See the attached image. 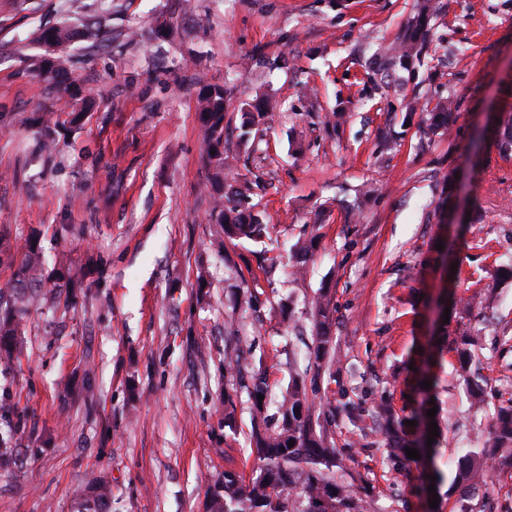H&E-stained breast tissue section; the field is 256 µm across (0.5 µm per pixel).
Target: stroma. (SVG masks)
<instances>
[{
    "label": "stroma",
    "mask_w": 512,
    "mask_h": 512,
    "mask_svg": "<svg viewBox=\"0 0 512 512\" xmlns=\"http://www.w3.org/2000/svg\"><path fill=\"white\" fill-rule=\"evenodd\" d=\"M84 2L80 12L72 0H0V290L32 237L44 275L71 283L68 298L30 309L22 354L0 367L10 410L0 426L12 430L16 455L0 471V512H75L98 477L112 486V512H205L224 472L259 467L248 397L225 356L240 354L243 378L266 371L275 415L323 289L340 361L315 402L348 470L376 512H453L459 490L437 485L430 507L422 460L392 476L386 438L361 437L343 406L384 396L408 418L433 398L430 463L450 475L490 432L456 372L465 322L484 328L488 392L512 397V351L498 342L501 321H512V282L494 278L496 265L512 263V163L488 141L467 154L475 129L512 110V0H440L427 33L434 67L405 94L451 93L462 106L423 150L403 94L366 90L417 0H114L108 11ZM88 13L109 42L82 37L61 50L67 81L97 100L85 113L31 63L46 51L40 30L81 27ZM205 84L228 90L224 151L234 162L224 175L253 182L272 227L263 242L220 254L210 248L197 112ZM263 93L278 107L241 142V106ZM335 109L350 118L332 131L324 122ZM48 111L59 115L57 145L38 153L22 120ZM449 195L455 210L439 213ZM301 239L312 249L296 276ZM449 285L460 297L489 295L490 307L437 317ZM428 355L426 391L418 370Z\"/></svg>",
    "instance_id": "1"
}]
</instances>
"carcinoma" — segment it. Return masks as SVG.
<instances>
[{"label":"carcinoma","mask_w":512,"mask_h":512,"mask_svg":"<svg viewBox=\"0 0 512 512\" xmlns=\"http://www.w3.org/2000/svg\"><path fill=\"white\" fill-rule=\"evenodd\" d=\"M440 5L437 0H423L418 12L402 38L386 48L392 65L399 73L397 82L403 86L412 81L420 70L429 66L422 33L437 17ZM78 36V31L66 26L44 30L39 40L48 45L61 47ZM33 69L46 80L56 79L64 69L63 57L45 54L34 59ZM227 89L220 85H206L197 95L203 140L206 144L205 165L211 171L208 178L209 195L213 208L211 221L219 225V231L211 247L224 252L225 241L249 240L261 242L269 234V225L263 222L252 204L253 186L247 181L236 184L224 182V112ZM254 111H246L241 124V137L250 139L259 119L276 108L275 100L263 96L253 105ZM426 112L431 130H436L444 119L458 110L455 96L440 98L434 106L421 107L415 99L405 104L408 112L417 109ZM39 146L47 149L55 140L57 120L53 113L45 112L38 121ZM496 147L501 160L512 159V111L499 112L493 121ZM63 285L50 283L41 274V257L38 247L27 242L21 249V257L14 273L11 291H0V363H9L21 355L22 322L28 310L48 296L61 291ZM312 343L308 354L309 364L316 375L331 373L335 364L336 344L332 336L333 305L322 294L313 302ZM481 328L470 327L456 340L455 351L460 367L467 370L471 364ZM247 391L253 412L252 437L259 460V473L244 483L241 476L226 472L222 479L209 488L207 512H371L372 502L356 495L345 481L346 466L343 456L328 440L327 427L321 415L315 413L313 397L308 392L306 376L294 377L288 391L278 404L276 421L268 423L259 407L258 395H266L267 377L257 372L251 383L239 384ZM385 432L395 435L403 425L391 403L383 400L377 406L373 420ZM294 446H288V443ZM10 435L0 433V468L14 463ZM493 453L483 448H472L461 460L451 485L461 486L467 495L458 501L456 512H482L472 504L480 488L487 485L489 469L512 468V398L500 402L491 417L489 439ZM397 451L389 457L392 470L404 469L407 460L405 449L424 452L427 445L417 439L395 441ZM112 500L110 484L96 481L77 503V512H108Z\"/></svg>","instance_id":"cac0c4a2"}]
</instances>
